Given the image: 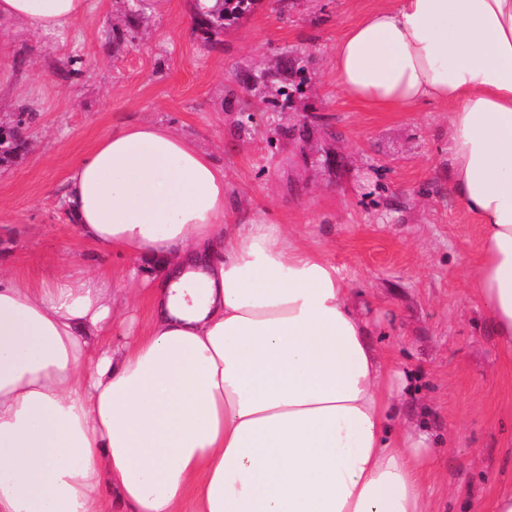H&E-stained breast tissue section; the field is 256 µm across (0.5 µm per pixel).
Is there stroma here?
<instances>
[{"mask_svg":"<svg viewBox=\"0 0 512 512\" xmlns=\"http://www.w3.org/2000/svg\"><path fill=\"white\" fill-rule=\"evenodd\" d=\"M386 3L245 0L209 41L194 0H87L58 36L0 31V127L23 140L0 159V267L109 272L134 316L113 338L144 329L141 282L78 237L62 186L113 126H173L223 165L232 212L287 225L364 289L371 339L406 380L400 418L441 459L432 508L470 512L512 485V356L469 290L480 229L450 184L448 112L376 111L329 71L347 29ZM260 70L273 85L244 82Z\"/></svg>","mask_w":512,"mask_h":512,"instance_id":"stroma-1","label":"stroma"}]
</instances>
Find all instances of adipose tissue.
<instances>
[{
    "instance_id": "1",
    "label": "adipose tissue",
    "mask_w": 512,
    "mask_h": 512,
    "mask_svg": "<svg viewBox=\"0 0 512 512\" xmlns=\"http://www.w3.org/2000/svg\"><path fill=\"white\" fill-rule=\"evenodd\" d=\"M86 0H0V29H68ZM347 98L448 111L480 228L471 291L512 354V0H389L331 56ZM63 194L98 253L152 271L116 344L110 276L0 272V512H432L438 458L397 421L403 374L324 250L231 221L224 168L173 128L112 129Z\"/></svg>"
}]
</instances>
